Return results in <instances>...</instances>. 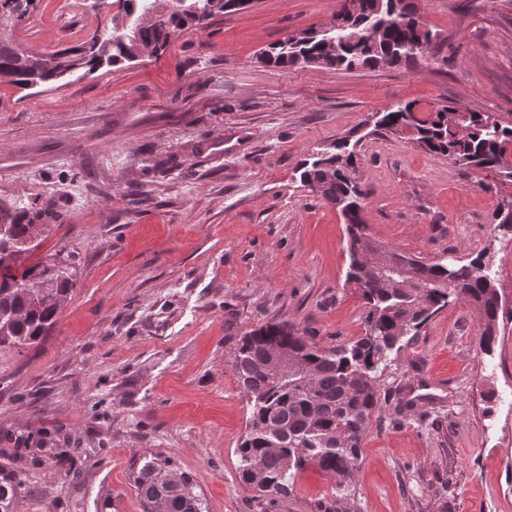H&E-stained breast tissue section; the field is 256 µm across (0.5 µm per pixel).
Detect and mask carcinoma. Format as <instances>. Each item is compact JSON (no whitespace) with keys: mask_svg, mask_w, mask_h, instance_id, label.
<instances>
[{"mask_svg":"<svg viewBox=\"0 0 512 512\" xmlns=\"http://www.w3.org/2000/svg\"><path fill=\"white\" fill-rule=\"evenodd\" d=\"M118 14L106 17L91 39L50 55L24 49L19 29L35 0H0V13L16 15L10 30H0V83L26 90L79 78L104 65L136 62L158 54L179 32L204 29L231 0H118ZM360 11L338 26L309 28L262 52V61L281 69L298 65L355 70L409 65L436 57L434 34L420 18L397 11L398 0H359ZM452 105L430 112L409 102L380 113L373 132L399 135L418 148L466 168L496 169L512 182V165L504 162L512 147V126L487 112L467 111L464 132L451 128ZM300 181L325 203L349 215V268L346 283L368 307L364 336L348 344L323 347L292 324L268 322L243 336L234 351L233 368L248 397L250 413L238 446V474L256 493L272 499L293 492L291 472L314 464L336 479L335 497L351 496L359 466L361 441L380 405L376 372L401 342L432 315L464 301L481 314L480 345L493 348L499 315L512 310L478 256L464 263H425L394 249L390 253L409 276L390 286L380 279L364 287L362 261L374 239L363 215L365 191L357 173L350 140L333 142L305 160ZM40 225L27 208L0 200V345L18 348L40 342L56 323L57 302L76 287L71 264H25ZM51 285L40 294V286ZM288 351L294 367L283 374L271 368L272 354ZM135 487L145 512H206L205 500L189 476L178 474L168 457L145 459ZM30 493L18 471L0 465V512H18Z\"/></svg>","mask_w":512,"mask_h":512,"instance_id":"cac0c4a2","label":"carcinoma"}]
</instances>
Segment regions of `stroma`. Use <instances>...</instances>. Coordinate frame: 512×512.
I'll list each match as a JSON object with an SVG mask.
<instances>
[{"instance_id": "35a3bbf8", "label": "stroma", "mask_w": 512, "mask_h": 512, "mask_svg": "<svg viewBox=\"0 0 512 512\" xmlns=\"http://www.w3.org/2000/svg\"><path fill=\"white\" fill-rule=\"evenodd\" d=\"M447 63L353 71L265 66L262 49L323 27L340 0H250L158 55L43 92L0 85V199L40 224L30 262L68 256L76 286L39 343L0 347V464L20 460L19 512H143L134 473L171 458L207 512H320L309 465L292 496L256 497L235 450L249 417L232 368L245 333L290 322L332 347L365 333L345 284L341 213L299 179L309 155L361 134L370 234L426 262L487 255L512 309V183L392 134L375 113L461 105L512 126V0H416ZM116 5L38 0L19 34L49 54ZM456 302L405 337L376 380L381 409L342 512H512V318L492 351ZM44 448L24 459L27 437Z\"/></svg>"}]
</instances>
